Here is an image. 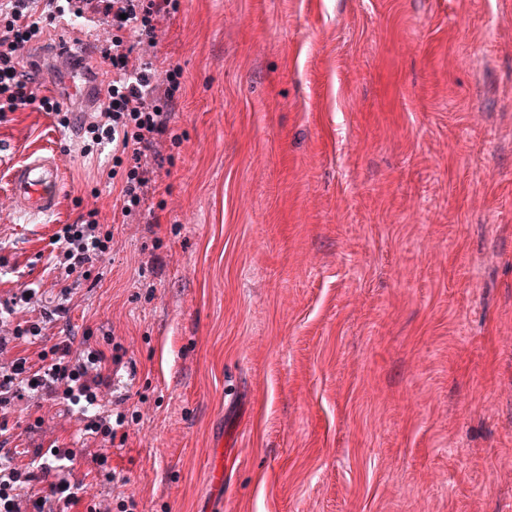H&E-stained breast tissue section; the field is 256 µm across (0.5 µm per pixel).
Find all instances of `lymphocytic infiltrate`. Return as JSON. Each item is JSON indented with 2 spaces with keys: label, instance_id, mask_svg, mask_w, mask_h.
<instances>
[{
  "label": "lymphocytic infiltrate",
  "instance_id": "f902f5d3",
  "mask_svg": "<svg viewBox=\"0 0 512 512\" xmlns=\"http://www.w3.org/2000/svg\"><path fill=\"white\" fill-rule=\"evenodd\" d=\"M33 0H0V112L28 106L52 113L60 126L70 120L55 95L35 92L27 75L37 61L24 60L23 49L41 37L55 21L54 4L63 3L75 16L92 13L108 24L102 58L112 73L107 104L88 124L90 144L112 148V178L120 182L113 216L140 215L153 180V159L161 139L180 143L183 134L174 123L176 94L181 88L180 66L160 69L148 53L156 45L158 17L169 13L176 0H47L49 7L33 12ZM112 242L111 229L91 209L72 224L61 225L51 242L49 262L59 286L57 302L38 316L17 322L12 338L0 337V349L14 344L17 354L9 367L0 366V512H20L18 498L27 495L31 512H140L135 497L111 505L92 500L88 483L74 475L76 448L70 443L19 448L9 424L16 404L38 397L78 416L81 437L98 440L97 474L107 482L118 476L108 451L128 439L129 395L111 396L120 372L135 370L126 347L110 335L86 330L82 339L53 334L56 319L70 312V296L81 284L96 285L95 265Z\"/></svg>",
  "mask_w": 512,
  "mask_h": 512
}]
</instances>
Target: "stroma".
Instances as JSON below:
<instances>
[{"label":"stroma","mask_w":512,"mask_h":512,"mask_svg":"<svg viewBox=\"0 0 512 512\" xmlns=\"http://www.w3.org/2000/svg\"><path fill=\"white\" fill-rule=\"evenodd\" d=\"M156 33L186 136L53 328L136 363L118 491L142 512H512V0H179ZM69 38L23 55L72 127L0 118L5 157L65 164L41 222L0 165V297L35 282L42 306L54 233L118 194L80 153ZM34 410L22 446L76 435L33 398L12 417Z\"/></svg>","instance_id":"1"}]
</instances>
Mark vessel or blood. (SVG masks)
Returning <instances> with one entry per match:
<instances>
[{
    "label": "vessel or blood",
    "instance_id": "obj_1",
    "mask_svg": "<svg viewBox=\"0 0 512 512\" xmlns=\"http://www.w3.org/2000/svg\"><path fill=\"white\" fill-rule=\"evenodd\" d=\"M64 163L56 152L36 150L13 165L9 175L15 210L31 219L54 213L63 182Z\"/></svg>",
    "mask_w": 512,
    "mask_h": 512
}]
</instances>
